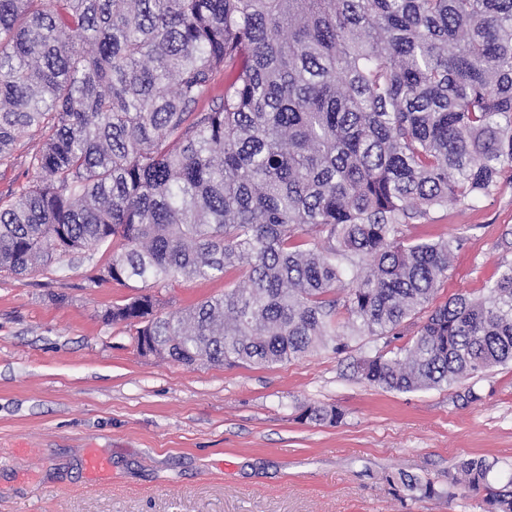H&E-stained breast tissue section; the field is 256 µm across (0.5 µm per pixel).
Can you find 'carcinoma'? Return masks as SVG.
<instances>
[{
  "label": "carcinoma",
  "mask_w": 512,
  "mask_h": 512,
  "mask_svg": "<svg viewBox=\"0 0 512 512\" xmlns=\"http://www.w3.org/2000/svg\"><path fill=\"white\" fill-rule=\"evenodd\" d=\"M31 130L45 140L0 199V272L108 242L94 283L241 274L179 312L148 294L108 311L140 324L143 353L273 366L391 343L425 310L361 379L411 392L512 363V264L433 307L453 241L403 230L512 170V0H0V165ZM497 466L463 458L448 488L462 473L483 512H512Z\"/></svg>",
  "instance_id": "carcinoma-1"
}]
</instances>
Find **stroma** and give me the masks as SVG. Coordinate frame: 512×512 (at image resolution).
I'll use <instances>...</instances> for the list:
<instances>
[{"mask_svg":"<svg viewBox=\"0 0 512 512\" xmlns=\"http://www.w3.org/2000/svg\"><path fill=\"white\" fill-rule=\"evenodd\" d=\"M31 131L0 166V196L33 174ZM413 242L460 239L434 296L481 297L512 262V180L408 225ZM102 245L16 276L0 273V512H482L448 470L497 458L512 478V364L413 391L370 386L357 361L385 352L360 336L273 366L186 367L142 354L135 326L106 322L139 283H92ZM220 278L153 289L163 313L222 295ZM474 388L478 400L461 396ZM336 407L334 425L301 420ZM108 461L88 470L89 452ZM433 482L438 496L395 494L388 473Z\"/></svg>","mask_w":512,"mask_h":512,"instance_id":"obj_1","label":"stroma"}]
</instances>
